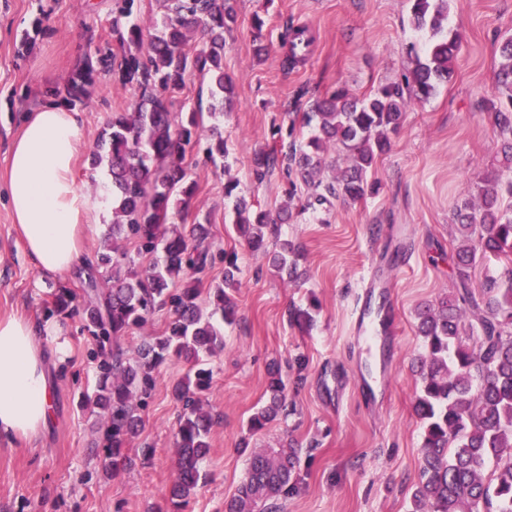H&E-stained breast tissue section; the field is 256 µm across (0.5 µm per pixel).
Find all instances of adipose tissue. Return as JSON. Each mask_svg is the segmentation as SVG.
<instances>
[{"mask_svg": "<svg viewBox=\"0 0 512 512\" xmlns=\"http://www.w3.org/2000/svg\"><path fill=\"white\" fill-rule=\"evenodd\" d=\"M82 140L79 112L46 104L27 115L8 148L6 196L36 268L62 275L81 259L82 230L101 205L74 177ZM56 333L17 318L0 320V435L28 438L53 408L43 346Z\"/></svg>", "mask_w": 512, "mask_h": 512, "instance_id": "1", "label": "adipose tissue"}]
</instances>
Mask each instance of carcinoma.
Masks as SVG:
<instances>
[{
    "label": "carcinoma",
    "mask_w": 512,
    "mask_h": 512,
    "mask_svg": "<svg viewBox=\"0 0 512 512\" xmlns=\"http://www.w3.org/2000/svg\"><path fill=\"white\" fill-rule=\"evenodd\" d=\"M161 28L140 51L142 27L137 0H114L112 33L123 55L108 45L85 52L82 63L61 88L46 95L71 107L86 108L92 100L96 75L117 69V81L135 86L138 100L126 111L115 112L99 138L91 166H105L112 183V224L95 260L90 262L82 300L63 292L56 306L80 311L96 338L94 360L99 385L87 402L106 417L105 452L118 465L122 450L138 436L140 406L155 386L154 370L168 355L192 363L190 372L174 388L182 402L176 433L177 475L171 489L174 512H185L199 482V466L210 450L211 416L201 406L211 387L204 357L224 347L220 329L211 321L219 312L225 323L236 317L231 294L238 286V254H218L207 243L204 224H174L172 209L191 205L197 182L186 161L196 150L209 160L226 155L224 135L215 123L234 90L224 72V33L233 30L234 0H160ZM414 28L429 34L424 56L399 78L358 98L338 89L318 98L304 110L302 127L312 135L297 141L295 118L288 132L277 127L273 135L288 137L280 150L254 153L252 176L261 183L279 169L288 179L289 197L298 185L308 191L306 206L330 199L360 201L375 192L369 173L390 147L413 101L432 97L448 78L463 34L448 28L452 0H411ZM305 30L290 27L281 36L288 46L286 62L295 65L309 40ZM202 40V47L194 45ZM502 62L496 74L495 99L489 102L501 138L503 167L512 169V36L499 45ZM196 71L209 77L210 108L204 125L201 112L175 120L167 102L183 93L185 75ZM339 148L346 165L330 181L321 178V154ZM235 231L247 248L268 257L269 264L288 281L301 278L298 248L284 241L267 249V234L290 220L288 209L272 216L236 198ZM453 220L462 243L456 249L453 271L457 294L421 306L416 332L424 352L414 363L418 389L414 412L423 428L420 478L412 493V512H512V179L483 178L477 194L455 207ZM130 244L135 256L119 251L118 241ZM494 257L501 269L485 276L476 290L471 272ZM224 263V282L213 288L209 304L200 299L201 283L215 261ZM173 318L164 334L128 350L119 340L143 326L159 309ZM269 402L249 420V432L262 431L285 410L286 383L281 370L269 372ZM299 450L252 451L237 495L225 512H255L258 505L277 512L276 501L297 486ZM492 472H487L489 463Z\"/></svg>",
    "instance_id": "carcinoma-1"
}]
</instances>
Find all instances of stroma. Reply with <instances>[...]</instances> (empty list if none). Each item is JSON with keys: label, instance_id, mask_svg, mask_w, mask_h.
<instances>
[{"label": "stroma", "instance_id": "stroma-1", "mask_svg": "<svg viewBox=\"0 0 512 512\" xmlns=\"http://www.w3.org/2000/svg\"><path fill=\"white\" fill-rule=\"evenodd\" d=\"M238 22L226 37L224 70L235 91L221 128L225 157L209 161L189 152L198 190L178 224L209 225L214 250L238 253L239 287L233 324L221 325L224 346L209 356L212 387L204 404L213 418L210 451L186 512H224L246 474L240 447L300 450L297 490L281 512H409L422 457V429L414 413L421 351L418 305L453 294L452 256L459 235L453 210L477 183L501 171L500 140L487 110L496 92V48L512 35V0H461L448 23L466 31L447 83L412 102L390 150L378 161L376 194L357 202L332 200L294 217L270 236L269 248L289 240L302 252L300 283L287 282L265 256L252 253L232 231L236 196L278 213L289 204L288 182L273 171L263 183L251 175L252 156L273 147L272 130L289 112L342 86L357 97L410 68L409 45L426 33L411 24L410 0H236ZM262 29H255V19ZM112 0H0V320L52 323L69 344L66 362L46 372L53 415L37 436L0 437V512H170L176 477L175 433L181 404L172 387L191 365L172 355L157 368L156 385L140 412L143 428L113 468L94 450L105 422L93 407V336L80 315L53 310L59 288H84L111 214L87 225L82 261L61 276L40 274L28 255L7 201L6 151L27 112L48 104L46 91L63 86L89 46L111 39ZM305 29L310 45L295 67L283 65L287 27ZM34 39L30 53L18 46ZM139 97L112 74L98 75L90 107L82 109L83 140L77 182L93 195L108 183L90 158L113 113ZM386 299L391 362L386 390L366 398L361 388L364 343L354 330L353 298L362 279ZM317 301L307 328L289 311ZM279 365L287 383V415L248 434L250 416L267 400L268 371Z\"/></svg>", "mask_w": 512, "mask_h": 512}]
</instances>
